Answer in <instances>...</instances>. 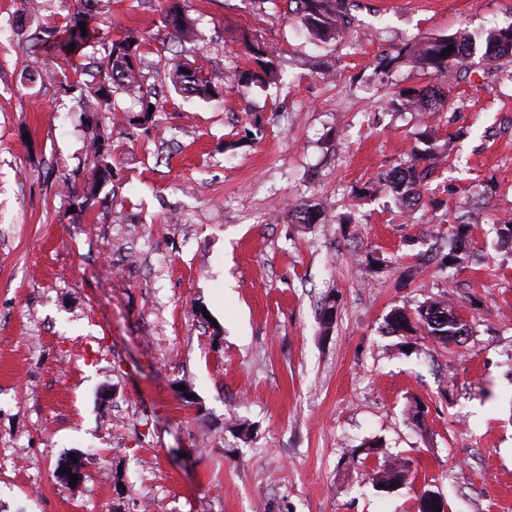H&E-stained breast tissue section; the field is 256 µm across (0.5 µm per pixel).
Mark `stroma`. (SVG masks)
Wrapping results in <instances>:
<instances>
[{
    "label": "stroma",
    "mask_w": 512,
    "mask_h": 512,
    "mask_svg": "<svg viewBox=\"0 0 512 512\" xmlns=\"http://www.w3.org/2000/svg\"><path fill=\"white\" fill-rule=\"evenodd\" d=\"M102 0L101 36L142 38L148 123L116 117L112 176L91 199L75 59L34 51L75 0H0V512H512V66L469 75L427 117L384 69L407 43L512 25V0H349L323 43L288 0ZM279 83L242 86L248 44ZM224 82L169 92L164 58ZM440 154L418 210L360 189L420 132ZM316 204L319 224L288 211ZM473 261L443 264L458 222ZM339 304L330 330L319 311ZM448 301L468 328L444 348L390 333L391 310ZM195 397L187 406L182 389ZM422 405L423 420L410 408ZM95 455L60 482L66 456ZM409 462L387 491L370 474ZM162 23L169 30L174 42L189 43L194 39L196 34L194 21L185 14L184 8L177 1L167 7Z\"/></svg>",
    "instance_id": "obj_1"
}]
</instances>
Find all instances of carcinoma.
Masks as SVG:
<instances>
[{
	"mask_svg": "<svg viewBox=\"0 0 512 512\" xmlns=\"http://www.w3.org/2000/svg\"><path fill=\"white\" fill-rule=\"evenodd\" d=\"M296 4L302 27L307 33L321 42H327L345 32L347 16L346 0H290ZM101 0H79L74 12L65 18L62 29L63 37L48 46L56 56H73L88 46L97 47L103 53L102 59L88 58L80 74L88 76L86 80H77L68 85L65 91H77L80 111L92 117L99 116L95 126L91 128L86 148L92 155V178L87 183L84 197L96 195L100 185L106 180L112 169V117L110 113L118 111L116 95L124 93L140 101V117L138 122L149 121L150 106L153 102L140 95L142 75V57L139 38L130 33L117 40H102L97 36L94 27ZM86 24L87 35H82L80 26ZM163 25L169 30L176 43H189L195 36L194 21L185 14L181 4L174 2L169 5L163 16ZM487 60L490 62H512V26L496 28L487 33ZM473 39H462L454 35L420 41L398 50L397 54L388 58L385 65L393 66L404 60L430 70L436 76L437 84L432 86L428 94L405 95L406 104H417L420 111H435V106L445 103L448 99V85L456 75L468 72V60ZM453 47L450 54L446 48ZM252 61L255 68L239 73V83L272 82L277 79V55L271 49L259 45L251 48ZM164 72L174 92L187 98L197 97L206 101H221L224 98V85L215 81L207 74L197 61H190L176 55L166 59ZM437 149L433 138L426 136L420 144L411 148L412 163L406 167L391 170L379 182L390 187L398 195L402 206L412 211L419 206L421 194L419 186L425 178L428 164L436 159ZM293 218L299 224H315L320 220L321 210L311 204L294 206ZM421 326L413 328L397 320L390 324L395 333H415L427 337L443 346L454 342L458 345L464 341L456 339L461 332L454 309L444 300L429 299L422 302L415 311ZM383 474L375 480L379 487L391 488L408 479V464L391 459L380 466Z\"/></svg>",
	"mask_w": 512,
	"mask_h": 512,
	"instance_id": "obj_1",
	"label": "carcinoma"
}]
</instances>
